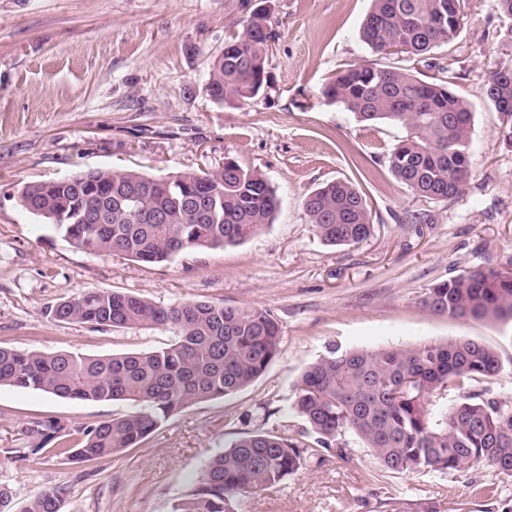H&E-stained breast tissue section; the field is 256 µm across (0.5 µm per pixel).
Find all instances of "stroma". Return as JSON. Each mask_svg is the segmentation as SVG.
<instances>
[{"label":"stroma","instance_id":"stroma-1","mask_svg":"<svg viewBox=\"0 0 512 512\" xmlns=\"http://www.w3.org/2000/svg\"><path fill=\"white\" fill-rule=\"evenodd\" d=\"M266 4L277 39L267 95L243 109L206 91L211 57L228 30ZM369 0H0V345L90 356L149 352L171 329H93L61 323L48 305L116 290L162 305L185 300L270 310L280 353L243 391L193 404L145 443L107 460L66 464L20 453L34 419L87 426L133 412L126 401L77 402L0 387V483L25 499L67 488L61 512H172L212 454L277 430L315 436L293 408L300 374L331 346L374 349L466 337L502 362L482 383L512 399V321L432 312L433 283L476 269L512 271V140L481 90L499 47L497 0H472L453 45L438 58L474 100L476 155L460 197L424 201L391 174L387 155L406 134L365 126L324 94L331 74L370 59L358 29ZM264 173L282 203L273 224L243 244L198 249L145 266L71 247L16 203L24 183L92 168L167 174L215 170L225 159ZM352 182L371 211V236L331 247L304 200L320 184ZM421 211L426 222L405 215ZM242 512H512V478L484 464L390 473L354 435L337 436L277 489L245 498Z\"/></svg>","mask_w":512,"mask_h":512}]
</instances>
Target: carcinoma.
I'll return each mask as SVG.
<instances>
[{
	"label": "carcinoma",
	"instance_id": "cac0c4a2",
	"mask_svg": "<svg viewBox=\"0 0 512 512\" xmlns=\"http://www.w3.org/2000/svg\"><path fill=\"white\" fill-rule=\"evenodd\" d=\"M497 2L508 19L497 30L498 42L512 47V0ZM467 7L466 0H371L359 35L382 60L348 64L324 87L328 99L359 121L407 130L388 166L408 190L430 201L456 198L471 175L474 103L452 88L447 68L428 63L438 72L422 77L399 61L419 64L451 46ZM275 26L270 10L259 6L225 37L224 51L207 71L206 90L215 104L245 105L264 94ZM394 45L404 47L395 61L386 51ZM483 99L511 115L504 126L511 139V68L490 72ZM17 203L76 249L154 265L193 249L243 243L273 222L280 199L262 172L227 158L215 171L155 176L94 168L31 181L18 190ZM304 208L326 245H357L373 231L366 200L349 181L315 189ZM157 211L166 215L162 224L151 223ZM424 302L452 319L512 320V272L468 271L431 285ZM46 314L101 329L165 325L175 333L163 348L105 357L0 347V386L136 407L84 428L59 420L23 427V451L69 464L137 447L182 409L245 389L279 353L280 327L268 309L197 300L163 306L107 290L77 293L47 306ZM501 370L498 353L472 339L336 348L300 375L294 408L319 448L352 433L393 473L453 470L471 462L512 477V402L473 390ZM450 390L460 395L454 406L432 403ZM317 452L269 431L241 437L210 458L174 512H234V497L280 486ZM64 494L61 486L47 487L17 507L14 492L0 484V512H60Z\"/></svg>",
	"mask_w": 512,
	"mask_h": 512
}]
</instances>
